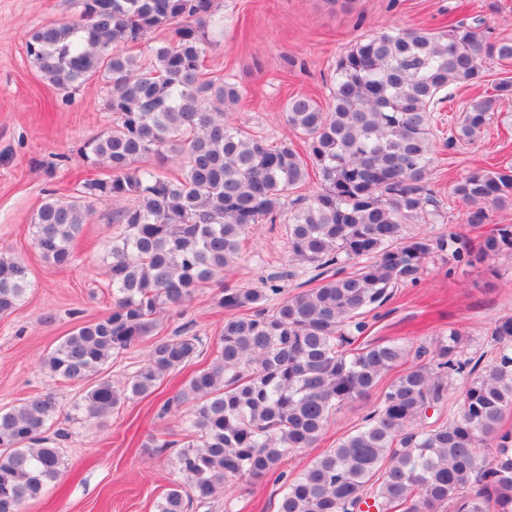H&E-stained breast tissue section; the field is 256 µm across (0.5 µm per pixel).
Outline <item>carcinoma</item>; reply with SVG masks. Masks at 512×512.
I'll list each match as a JSON object with an SVG mask.
<instances>
[{"label": "carcinoma", "mask_w": 512, "mask_h": 512, "mask_svg": "<svg viewBox=\"0 0 512 512\" xmlns=\"http://www.w3.org/2000/svg\"><path fill=\"white\" fill-rule=\"evenodd\" d=\"M75 3L71 19L30 33L27 55L66 97L102 80L116 119L80 148L90 168L106 173L85 179L70 197L45 199L32 218L33 245L45 261L66 266L91 203L124 199L129 206L112 217L123 226L107 270L112 309L76 326L43 367L90 382L74 410L103 419L201 354L203 340L186 329L157 335V314L215 281L216 304L228 312L215 357L192 370L173 398L191 403V434L176 455L184 483L162 496L157 512H188L228 483L272 475L286 485L278 512H362L367 505L375 512H512V431L502 430L512 411V316L492 327V359L483 369L480 360L461 358L456 332L431 350L363 339L366 314L395 288L420 282L435 251L450 247L459 263L512 253L509 227L483 235L475 254L451 239L405 235L406 225L439 217L428 176L444 92L479 80L490 59H511L512 41H492L463 21L364 39L337 61L328 107L308 96L287 99L299 151L224 119L241 94L201 77L212 0ZM160 27L173 29L171 42L144 57L126 51ZM511 99V80L470 99L446 146L475 140ZM150 155L181 163L175 171L147 167ZM312 174L320 190L286 204L287 191ZM453 193L466 206V223L485 224L490 211L512 206V167L475 168ZM285 211L288 258L316 274L312 287L271 306V296L282 293L274 280L238 288L224 278L250 226L275 224ZM347 261L351 272L339 267ZM29 275L25 263L0 253V316L24 300ZM146 341L142 366L124 387L114 386L105 364ZM397 367L363 425L285 477L280 466L288 455L315 447L336 411ZM454 377L468 382L459 411L424 421ZM59 411L49 394L0 410V512H23L62 476L61 433L49 434ZM491 442L492 457H480L477 449Z\"/></svg>", "instance_id": "cac0c4a2"}]
</instances>
